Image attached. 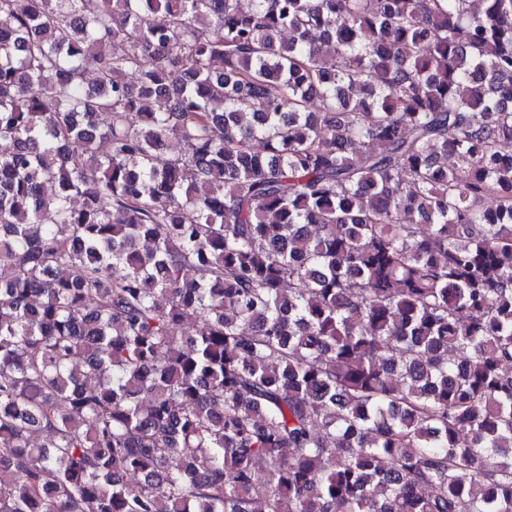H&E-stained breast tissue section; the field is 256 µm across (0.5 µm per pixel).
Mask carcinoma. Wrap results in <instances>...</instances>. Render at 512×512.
Returning <instances> with one entry per match:
<instances>
[{"label":"carcinoma","mask_w":512,"mask_h":512,"mask_svg":"<svg viewBox=\"0 0 512 512\" xmlns=\"http://www.w3.org/2000/svg\"><path fill=\"white\" fill-rule=\"evenodd\" d=\"M0 26V512H512V0Z\"/></svg>","instance_id":"carcinoma-1"}]
</instances>
